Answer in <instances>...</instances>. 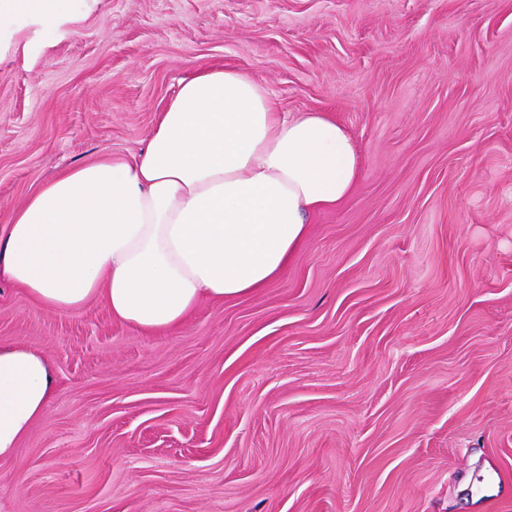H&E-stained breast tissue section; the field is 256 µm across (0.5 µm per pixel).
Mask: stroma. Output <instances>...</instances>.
<instances>
[{
	"label": "stroma",
	"mask_w": 512,
	"mask_h": 512,
	"mask_svg": "<svg viewBox=\"0 0 512 512\" xmlns=\"http://www.w3.org/2000/svg\"><path fill=\"white\" fill-rule=\"evenodd\" d=\"M214 66L336 119L359 179L163 334L0 278V344L56 379L0 512H512V0H101L0 60V231Z\"/></svg>",
	"instance_id": "obj_1"
}]
</instances>
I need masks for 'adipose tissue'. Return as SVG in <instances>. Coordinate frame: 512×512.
<instances>
[{"mask_svg":"<svg viewBox=\"0 0 512 512\" xmlns=\"http://www.w3.org/2000/svg\"><path fill=\"white\" fill-rule=\"evenodd\" d=\"M99 2L0 0V55ZM358 173L356 144L335 120L280 111L261 82L210 68L181 83L141 153L63 170L12 209L0 277L50 310L99 299L114 319L163 333L202 299L280 277L310 217L346 199ZM54 387L44 353L0 346V461L15 456Z\"/></svg>","mask_w":512,"mask_h":512,"instance_id":"ef3b65f1","label":"adipose tissue"}]
</instances>
